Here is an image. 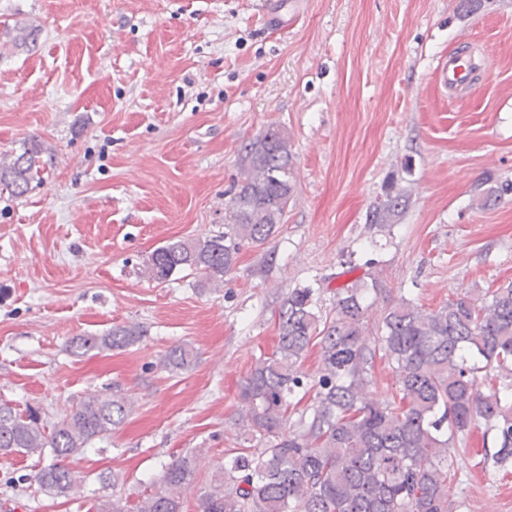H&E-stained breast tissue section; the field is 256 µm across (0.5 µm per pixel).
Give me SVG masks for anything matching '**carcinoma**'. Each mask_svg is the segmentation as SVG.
Segmentation results:
<instances>
[{
  "label": "carcinoma",
  "mask_w": 512,
  "mask_h": 512,
  "mask_svg": "<svg viewBox=\"0 0 512 512\" xmlns=\"http://www.w3.org/2000/svg\"><path fill=\"white\" fill-rule=\"evenodd\" d=\"M47 153L43 143L32 141L1 159L0 190L24 196L45 169ZM292 171L288 135L271 125L245 146L242 179L225 206L224 233L157 247L146 264L148 279L163 283L188 271L203 285H223L243 246L261 247L278 233L293 198ZM402 198L387 196L376 206L374 222L389 221ZM378 288L370 271L336 288L332 316L322 312L313 288L284 294L275 315L277 346L256 360L239 385L247 408L238 425L247 446L199 490L197 512H451L453 457L480 423L493 433L494 451L485 452L479 465L486 473L509 472L512 282L435 309L402 298L370 327L365 300ZM142 336L138 324L119 325L100 336H77L71 346L82 355L121 350ZM315 337L321 358L311 377L303 361ZM195 356L190 345L174 346L164 367L185 370ZM378 359L397 380L384 403L371 398ZM310 392L313 404L302 411L298 429L280 438L291 400ZM132 408L118 393L90 396L72 402L50 424L40 407L19 411L1 398L0 452L40 455L50 449L57 463L41 470L37 481L65 496L78 481L65 461L111 433ZM197 479L196 455L177 457L162 467L134 512H184Z\"/></svg>",
  "instance_id": "obj_1"
}]
</instances>
